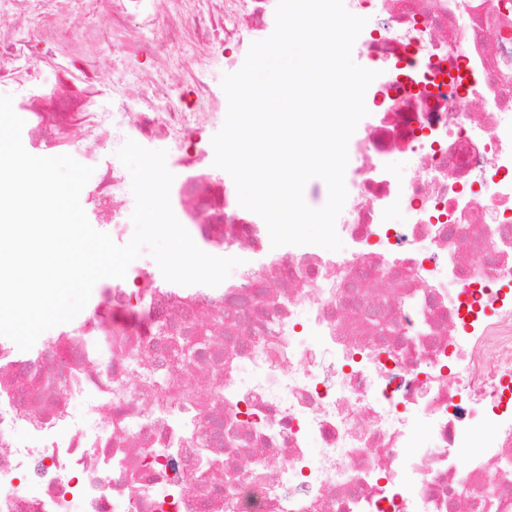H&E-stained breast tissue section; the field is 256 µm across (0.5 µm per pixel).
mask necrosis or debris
<instances>
[{
	"instance_id": "necrosis-or-debris-1",
	"label": "necrosis or debris",
	"mask_w": 512,
	"mask_h": 512,
	"mask_svg": "<svg viewBox=\"0 0 512 512\" xmlns=\"http://www.w3.org/2000/svg\"><path fill=\"white\" fill-rule=\"evenodd\" d=\"M129 2L112 0L113 29L135 22L151 41L161 27L177 47L193 19L208 54L246 48L277 4L159 0L141 20ZM39 5L0 0L1 80L17 69L10 15ZM346 8L367 20L353 51L378 76L349 141L345 249L272 247L259 215L214 191L204 207L224 222L196 236L252 255L223 287L137 267L143 289H112L111 338L97 314L27 351L0 338V512H512V0ZM176 98L143 87L139 109L101 113L82 154L107 129L170 137L205 121ZM96 199L124 244L120 165ZM214 311L201 341L190 319Z\"/></svg>"
}]
</instances>
